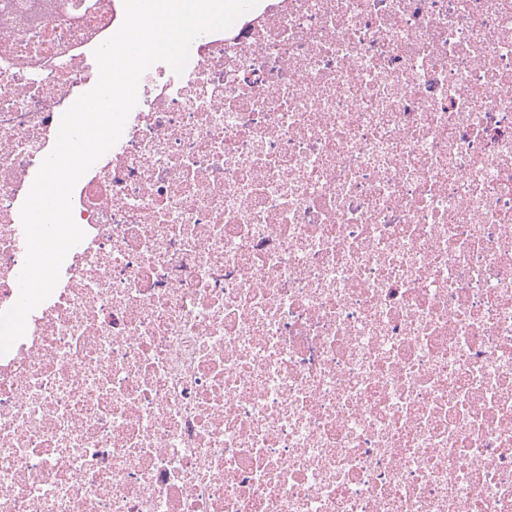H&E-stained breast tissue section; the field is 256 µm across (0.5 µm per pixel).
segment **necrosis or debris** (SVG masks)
I'll use <instances>...</instances> for the list:
<instances>
[{
	"label": "necrosis or debris",
	"mask_w": 512,
	"mask_h": 512,
	"mask_svg": "<svg viewBox=\"0 0 512 512\" xmlns=\"http://www.w3.org/2000/svg\"><path fill=\"white\" fill-rule=\"evenodd\" d=\"M0 27L20 209L123 0ZM0 356V512H512V0H259L149 68Z\"/></svg>",
	"instance_id": "obj_1"
}]
</instances>
